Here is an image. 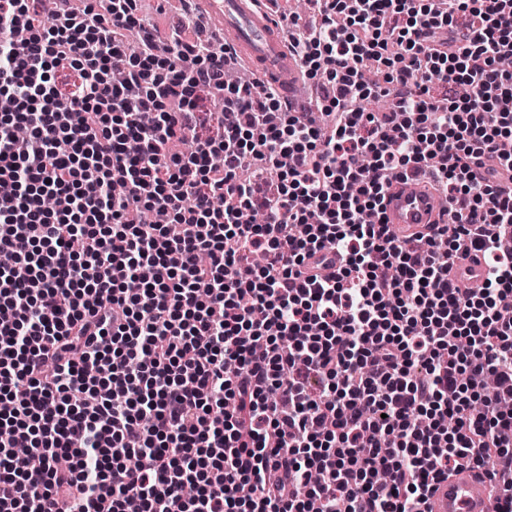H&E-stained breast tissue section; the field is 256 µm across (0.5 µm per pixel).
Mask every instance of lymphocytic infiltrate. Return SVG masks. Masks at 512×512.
I'll return each mask as SVG.
<instances>
[{
    "mask_svg": "<svg viewBox=\"0 0 512 512\" xmlns=\"http://www.w3.org/2000/svg\"><path fill=\"white\" fill-rule=\"evenodd\" d=\"M136 2L0 0V512H423L460 463L512 474V0H314L327 126ZM420 171L456 217L401 238ZM452 274L463 288H471L476 284H482L485 277V268L474 255L459 261L453 268Z\"/></svg>",
    "mask_w": 512,
    "mask_h": 512,
    "instance_id": "obj_1",
    "label": "lymphocytic infiltrate"
}]
</instances>
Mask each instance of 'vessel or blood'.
<instances>
[{
  "label": "vessel or blood",
  "mask_w": 512,
  "mask_h": 512,
  "mask_svg": "<svg viewBox=\"0 0 512 512\" xmlns=\"http://www.w3.org/2000/svg\"><path fill=\"white\" fill-rule=\"evenodd\" d=\"M269 0H205L209 15L224 32V46L245 61L262 80L278 79L293 111H301L302 78L289 53L283 27L268 7ZM387 218L400 236L409 237L424 226L447 217L438 207L430 186L414 177L397 180L386 197ZM452 274L460 286L482 283L485 268L476 256L459 261ZM502 489L483 471L461 464L446 480L437 482L426 504V512H497Z\"/></svg>",
  "instance_id": "b4317fda"
}]
</instances>
